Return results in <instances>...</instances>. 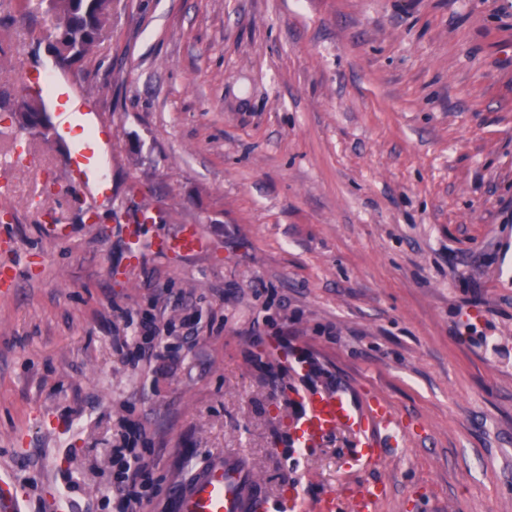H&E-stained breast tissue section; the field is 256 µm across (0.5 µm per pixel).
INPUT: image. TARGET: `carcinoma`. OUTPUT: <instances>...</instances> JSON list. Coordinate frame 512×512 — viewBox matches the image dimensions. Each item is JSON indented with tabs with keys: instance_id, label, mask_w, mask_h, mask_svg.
Segmentation results:
<instances>
[{
	"instance_id": "1",
	"label": "carcinoma",
	"mask_w": 512,
	"mask_h": 512,
	"mask_svg": "<svg viewBox=\"0 0 512 512\" xmlns=\"http://www.w3.org/2000/svg\"><path fill=\"white\" fill-rule=\"evenodd\" d=\"M47 7L57 20L73 17L74 23L65 31L54 29L55 50L61 62L83 61L100 44L108 26L112 0H37L36 7Z\"/></svg>"
}]
</instances>
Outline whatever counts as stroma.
I'll use <instances>...</instances> for the list:
<instances>
[{
    "mask_svg": "<svg viewBox=\"0 0 512 512\" xmlns=\"http://www.w3.org/2000/svg\"><path fill=\"white\" fill-rule=\"evenodd\" d=\"M52 13L0 11V93L32 66L112 129L84 218L54 138L0 108V476L22 512H114L113 443L153 465L139 512L216 456L260 512L379 479L377 512H512V0H112L53 70ZM32 168L7 165L15 146ZM196 224L206 251L146 254ZM56 213L71 232L43 230ZM154 320L177 364H132ZM383 398L403 449L292 447L300 389ZM156 213L153 209H143L139 212L134 220L129 222L128 224H120L122 225V229L127 233L129 237V248L126 255V265L125 268L130 270L132 268L137 267L142 260V249L139 245V239L137 235V225L136 224H151L156 220Z\"/></svg>",
    "mask_w": 512,
    "mask_h": 512,
    "instance_id": "35a3bbf8",
    "label": "stroma"
}]
</instances>
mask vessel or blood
Instances as JSON below:
<instances>
[{
  "instance_id": "obj_1",
  "label": "vessel or blood",
  "mask_w": 512,
  "mask_h": 512,
  "mask_svg": "<svg viewBox=\"0 0 512 512\" xmlns=\"http://www.w3.org/2000/svg\"><path fill=\"white\" fill-rule=\"evenodd\" d=\"M27 91L35 97L48 99L58 106L71 98L65 84L51 81L41 70L29 72ZM56 138L69 144L67 173L72 186L89 192L93 203L106 201L112 188L101 169V159L112 141V130L95 123L91 113L82 112L76 124L56 125ZM156 213L151 209L139 212L134 222L125 224L129 237L127 268L137 267L142 260L137 227L151 224ZM207 246V239L198 227H190L179 236L160 242L159 250L195 253ZM301 410L291 423L294 447L308 448L324 436L345 429L356 437L358 459L366 465L378 464L381 441L400 444L402 428L384 400H376L367 408H359L346 394L338 391H302L298 394ZM386 494L383 482L372 481L362 486L356 496L337 497L327 501L325 512H376ZM261 490L248 477L244 464L234 459L214 458L198 467L191 477L175 491L174 512H257Z\"/></svg>"
}]
</instances>
